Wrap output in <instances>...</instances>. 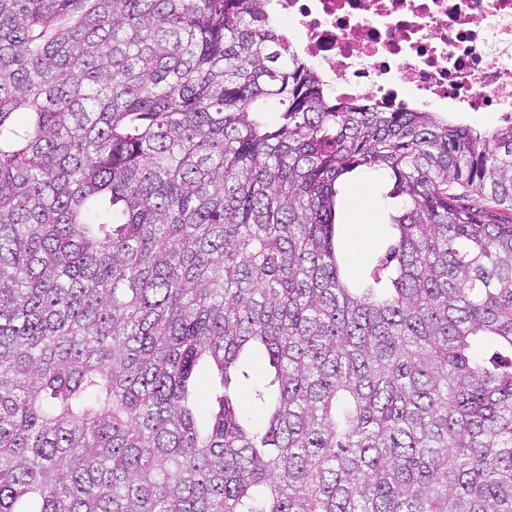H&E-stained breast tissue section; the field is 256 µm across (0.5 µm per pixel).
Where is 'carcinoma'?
Here are the masks:
<instances>
[{"label":"carcinoma","mask_w":512,"mask_h":512,"mask_svg":"<svg viewBox=\"0 0 512 512\" xmlns=\"http://www.w3.org/2000/svg\"><path fill=\"white\" fill-rule=\"evenodd\" d=\"M268 3L0 0V512H512V119L334 100ZM387 176L384 173L372 172L352 184L346 194L344 204V223L337 227L336 238L338 247L344 257L346 270L351 278H362L370 270V258L382 257L391 242L390 227L386 225L387 215L394 206V200L384 199L382 189ZM359 212L364 213L374 224L372 238L364 246L360 259L353 262L348 252V230ZM367 224L352 225V241L358 244L362 240ZM246 367L250 374L251 380L249 382H243L238 384V391L240 398L244 402L245 406L247 407L252 422L255 425H258L262 420V413L257 408L253 407L248 399L249 394V388L252 384L255 382L261 381H267L269 378V367L266 361L261 357H255L251 358L248 361H246Z\"/></svg>","instance_id":"cac0c4a2"}]
</instances>
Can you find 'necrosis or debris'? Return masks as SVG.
I'll list each match as a JSON object with an SVG mask.
<instances>
[{
  "label": "necrosis or debris",
  "instance_id": "necrosis-or-debris-1",
  "mask_svg": "<svg viewBox=\"0 0 512 512\" xmlns=\"http://www.w3.org/2000/svg\"><path fill=\"white\" fill-rule=\"evenodd\" d=\"M345 101L512 117V0H270Z\"/></svg>",
  "mask_w": 512,
  "mask_h": 512
}]
</instances>
